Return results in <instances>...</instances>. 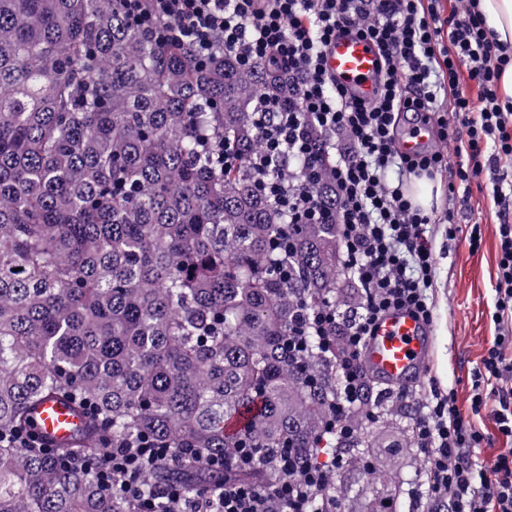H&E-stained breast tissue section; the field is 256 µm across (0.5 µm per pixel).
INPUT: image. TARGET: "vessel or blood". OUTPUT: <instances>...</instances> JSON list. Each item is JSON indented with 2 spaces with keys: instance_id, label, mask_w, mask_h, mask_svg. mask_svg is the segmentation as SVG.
<instances>
[{
  "instance_id": "b4317fda",
  "label": "vessel or blood",
  "mask_w": 512,
  "mask_h": 512,
  "mask_svg": "<svg viewBox=\"0 0 512 512\" xmlns=\"http://www.w3.org/2000/svg\"><path fill=\"white\" fill-rule=\"evenodd\" d=\"M328 76L356 98L373 101L379 90L383 62L376 44L355 32L341 30L325 49ZM431 345L430 331L404 311L385 315L366 345L361 362L380 382L398 387L414 383ZM33 430L43 446L68 444L84 426L81 416L66 404L49 400L32 417Z\"/></svg>"
}]
</instances>
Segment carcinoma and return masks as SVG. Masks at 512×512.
I'll return each mask as SVG.
<instances>
[{
  "instance_id": "1",
  "label": "carcinoma",
  "mask_w": 512,
  "mask_h": 512,
  "mask_svg": "<svg viewBox=\"0 0 512 512\" xmlns=\"http://www.w3.org/2000/svg\"><path fill=\"white\" fill-rule=\"evenodd\" d=\"M263 97L298 111L288 73L197 59L113 0H0V512H143L96 473L145 439L171 452L147 484L196 499L272 484L279 449L319 447L343 351L294 354L288 336L360 288L342 271L330 164L313 173L323 222L290 223L260 187ZM48 399L87 421L43 453L31 419ZM406 412L375 390L327 447L397 495L371 427L394 421L410 449ZM238 448L256 462L236 465Z\"/></svg>"
}]
</instances>
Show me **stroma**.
<instances>
[{"label":"stroma","instance_id":"obj_1","mask_svg":"<svg viewBox=\"0 0 512 512\" xmlns=\"http://www.w3.org/2000/svg\"><path fill=\"white\" fill-rule=\"evenodd\" d=\"M466 213L480 224L482 243L470 250L465 238L448 241L439 227H432L435 279L432 290L434 316L431 352L422 382L434 381L453 389L460 410L470 408L471 373L497 330L491 319L494 309L495 277L499 249L497 208L485 180L474 181L466 197ZM375 462L384 471L408 481L414 476L413 454L395 449L386 426L377 430ZM347 495L350 512H360L364 502L383 497L386 488L364 472L340 469L334 481Z\"/></svg>","mask_w":512,"mask_h":512}]
</instances>
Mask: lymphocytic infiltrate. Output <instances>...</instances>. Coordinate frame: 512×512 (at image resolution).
Here are the masks:
<instances>
[{
  "label": "lymphocytic infiltrate",
  "instance_id": "f902f5d3",
  "mask_svg": "<svg viewBox=\"0 0 512 512\" xmlns=\"http://www.w3.org/2000/svg\"><path fill=\"white\" fill-rule=\"evenodd\" d=\"M146 30L163 25L166 39L189 44L197 56L218 50L232 53L243 66L271 65L290 73L300 109L279 111L267 102L258 123L265 153L256 163L269 192L288 212L306 222L322 212L303 184L267 178L270 168L287 167L294 158L324 155L333 166L336 212L343 242L342 266L363 290L360 305L349 312L309 310L290 338L292 350L305 349L309 337L337 344L338 398L334 419L346 417L364 395L366 371L361 353L382 317L404 310L423 323L433 321L428 291L434 277L429 227L440 224L449 240L467 233L471 249L481 244V227H461L454 210L433 215L405 190L404 176L443 172L447 156L441 144L464 154L448 181L449 198L477 178H485L498 207L500 252L492 320L497 334L472 375L470 412L460 411L455 394L431 385L423 393L415 423V445L429 463L427 512H512V448L500 453L491 469L472 460L486 440L473 412L493 404L500 436L512 440V178L502 163L512 160V108L502 107L499 80L512 62L488 31L471 0L442 14L439 0H117ZM350 27L378 46L384 75L374 101L352 98L324 68V49L337 29ZM469 79L480 91L471 99L462 89ZM428 126L435 143L416 156L399 153L395 141L403 122ZM321 136L313 150L305 128ZM164 448L141 444L113 449L97 476L144 497V512L157 499L178 502L181 490L145 488L148 465L163 460ZM277 467L285 478L267 488L225 484L213 506L194 512H326V498L337 459L314 460L297 470L294 455L281 449Z\"/></svg>",
  "mask_w": 512,
  "mask_h": 512
}]
</instances>
